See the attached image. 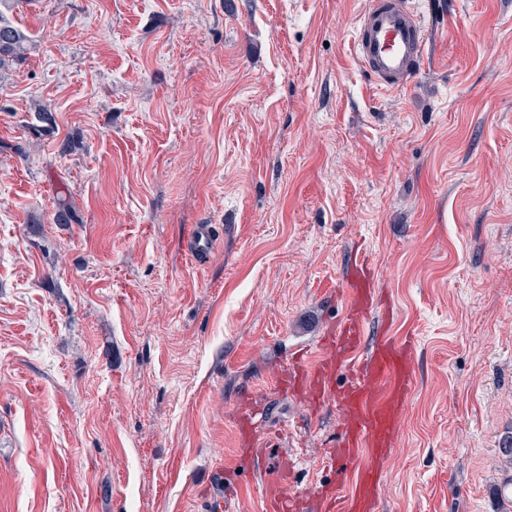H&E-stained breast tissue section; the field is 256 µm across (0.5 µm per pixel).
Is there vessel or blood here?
<instances>
[{"instance_id": "obj_1", "label": "vessel or blood", "mask_w": 512, "mask_h": 512, "mask_svg": "<svg viewBox=\"0 0 512 512\" xmlns=\"http://www.w3.org/2000/svg\"><path fill=\"white\" fill-rule=\"evenodd\" d=\"M427 42L419 9L407 0H372L358 20L354 52L378 89L395 91L419 72ZM345 299L342 319L317 340L316 358L287 357L276 378L279 391L310 407L332 404L339 410L341 435L328 456L333 479L312 487L308 499L285 494L290 469L265 464L270 454L263 433L266 412L249 395L237 407L240 446L224 479L233 487L240 473L263 468L262 512H303L310 502L318 512H376L382 468L396 445L414 385L416 343L414 337L387 333L364 347L365 319L382 307L367 258H356Z\"/></svg>"}]
</instances>
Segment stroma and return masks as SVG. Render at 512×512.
Masks as SVG:
<instances>
[{
    "label": "stroma",
    "mask_w": 512,
    "mask_h": 512,
    "mask_svg": "<svg viewBox=\"0 0 512 512\" xmlns=\"http://www.w3.org/2000/svg\"><path fill=\"white\" fill-rule=\"evenodd\" d=\"M418 2L431 46L395 92L354 54L370 0L14 9L33 48L0 78V512H218L247 392L290 491L329 480L339 412L275 381L359 254L417 345L378 512H512V0Z\"/></svg>",
    "instance_id": "obj_1"
}]
</instances>
